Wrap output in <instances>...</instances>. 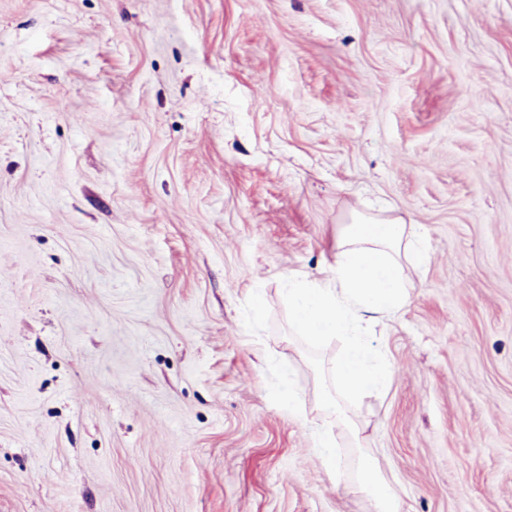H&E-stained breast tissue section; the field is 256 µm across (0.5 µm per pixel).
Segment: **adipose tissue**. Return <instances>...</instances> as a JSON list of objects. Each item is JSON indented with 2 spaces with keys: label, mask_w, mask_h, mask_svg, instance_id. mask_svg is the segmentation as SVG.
<instances>
[{
  "label": "adipose tissue",
  "mask_w": 512,
  "mask_h": 512,
  "mask_svg": "<svg viewBox=\"0 0 512 512\" xmlns=\"http://www.w3.org/2000/svg\"><path fill=\"white\" fill-rule=\"evenodd\" d=\"M428 254L414 225L402 218L352 214L336 239V260L322 277L288 279V315L300 335L319 343L337 338L343 356L333 384L320 388V445L350 438L358 450L351 471L337 473L344 488L360 494L370 512H403L401 499L379 460L364 447V427L347 407L386 388L387 362L373 357L365 338L379 318L395 315L411 299L410 271Z\"/></svg>",
  "instance_id": "obj_1"
}]
</instances>
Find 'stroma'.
<instances>
[{
    "instance_id": "35a3bbf8",
    "label": "stroma",
    "mask_w": 512,
    "mask_h": 512,
    "mask_svg": "<svg viewBox=\"0 0 512 512\" xmlns=\"http://www.w3.org/2000/svg\"><path fill=\"white\" fill-rule=\"evenodd\" d=\"M368 209L429 261L366 446L512 512V0H0V512H367L285 288Z\"/></svg>"
}]
</instances>
